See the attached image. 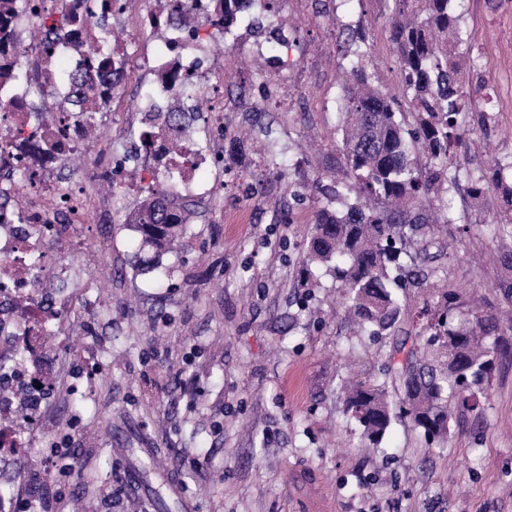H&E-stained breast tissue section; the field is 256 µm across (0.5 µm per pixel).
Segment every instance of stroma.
I'll return each instance as SVG.
<instances>
[{
    "label": "stroma",
    "instance_id": "obj_1",
    "mask_svg": "<svg viewBox=\"0 0 512 512\" xmlns=\"http://www.w3.org/2000/svg\"><path fill=\"white\" fill-rule=\"evenodd\" d=\"M466 57L487 89L467 112L474 131L470 161L451 198L455 221L435 226L414 252L441 255L444 288L464 310L485 315L511 307L499 282L502 203H474L471 181L486 155L512 162V0H460ZM379 0H281L273 21L298 42L286 62L257 56L254 40L224 59L222 151L251 128L254 111L286 153L289 178L254 149L249 169L225 161L224 199L195 197L197 215L183 249L164 258L170 270L129 272L137 234L128 224L143 198L131 195L112 213L111 250L87 255L103 319L96 335L70 321L57 338L82 346L107 371L80 394L59 434L71 438L80 466L46 481L37 452L0 469V493L16 494L10 476L30 487L82 496L90 512H151L126 477L166 489L178 479L181 498L166 512H512V327L489 375V402L456 415L444 447L426 444L394 421L380 448L361 451L360 432L344 412L339 382L348 369L379 377L401 339L372 341L348 320L331 276L301 286L312 202L289 206V185L328 183L343 161L335 131L340 76L348 66L340 31L363 22L366 57L379 85L397 92L399 74ZM279 77L269 100L253 93L258 70ZM154 368L168 388L144 381ZM198 458L201 469L190 465Z\"/></svg>",
    "mask_w": 512,
    "mask_h": 512
}]
</instances>
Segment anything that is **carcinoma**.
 I'll use <instances>...</instances> for the list:
<instances>
[{"label": "carcinoma", "instance_id": "carcinoma-1", "mask_svg": "<svg viewBox=\"0 0 512 512\" xmlns=\"http://www.w3.org/2000/svg\"><path fill=\"white\" fill-rule=\"evenodd\" d=\"M386 23L401 74L396 94L382 91L369 73L361 46L368 33L361 25L344 28L351 80L343 86L341 120L336 129L346 161V179L322 188L326 203L316 211L306 245L305 278L326 268L343 288L347 312L360 332L372 338L399 331L402 308L397 290L424 285L429 273L400 262L402 246L423 236L435 223L453 224L447 197L459 182L462 151L470 130L464 114L468 102L483 90L463 80L462 45L466 43L457 0H387ZM24 0H0V27L22 15ZM85 22L104 38L82 48L83 83L100 75L116 82L112 70L109 18L96 6L85 7ZM43 46L52 51L69 44L71 27L47 14L37 19ZM26 43L16 37L0 40V55L24 57ZM204 117L198 112H168L164 122L187 130ZM505 204L502 224L512 225V164L490 159L484 174L471 186L472 197L488 192ZM196 215L193 203L175 178L164 192L143 199L129 224L140 236L139 250L152 252L137 259V272H167L164 256L185 241ZM438 300L424 327L423 356L386 372L400 383L397 400L390 399L386 381L368 378L345 388L346 415L361 430L364 444L378 448L392 422L406 419L429 443L448 441L454 411L484 406L488 378L503 352L495 318L467 317L453 290Z\"/></svg>", "mask_w": 512, "mask_h": 512}]
</instances>
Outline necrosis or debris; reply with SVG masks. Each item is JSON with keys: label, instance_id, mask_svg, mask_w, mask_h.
Segmentation results:
<instances>
[{"label": "necrosis or debris", "instance_id": "1", "mask_svg": "<svg viewBox=\"0 0 512 512\" xmlns=\"http://www.w3.org/2000/svg\"><path fill=\"white\" fill-rule=\"evenodd\" d=\"M163 2L165 14L174 13L180 19L176 51L162 47L146 29L138 14L142 0H127L123 25L132 36L113 48L115 69L132 80L144 73L151 76L149 98L140 99L126 122L132 130H150L156 112L197 107L212 111L211 98L173 79V71H194L197 82L215 90L224 84V60L212 55L211 28L202 22L198 0ZM28 47L41 69L35 82L44 91L42 109L30 111L21 101L0 108V196L11 201L8 209L0 210V384L13 389L26 387L50 367L59 382L69 381V357L46 351L41 339L71 316L97 326V302L88 289L74 287L50 294L46 285L70 280L85 247L109 251L107 233L89 237L90 218L123 204L128 196L123 182L103 196L97 193L90 174L76 173L66 181L56 177L93 127L103 131L96 143L97 156L111 160L112 115L123 94L121 86H101L92 120L48 119L47 110L64 105L78 90L54 83L47 75L57 66L76 69V57L60 50L45 52L37 39L30 40ZM215 153L216 144L208 136L183 143L174 167L186 192L221 195V186L204 177L213 168Z\"/></svg>", "mask_w": 512, "mask_h": 512}]
</instances>
